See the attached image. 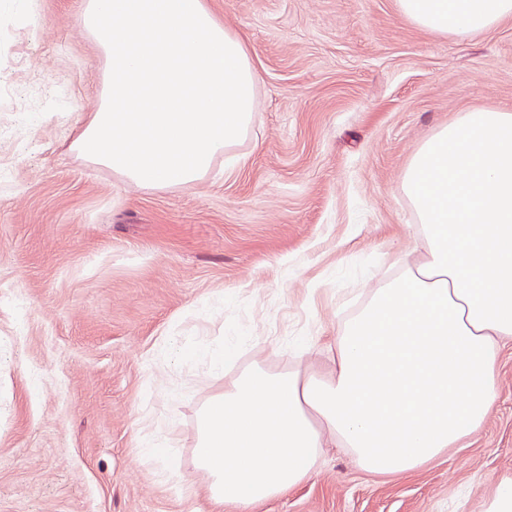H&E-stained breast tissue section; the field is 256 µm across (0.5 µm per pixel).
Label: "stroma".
Returning <instances> with one entry per match:
<instances>
[{
    "mask_svg": "<svg viewBox=\"0 0 512 512\" xmlns=\"http://www.w3.org/2000/svg\"><path fill=\"white\" fill-rule=\"evenodd\" d=\"M260 73L253 128L228 166L140 189L72 145L103 91L83 0H0V512H205L200 411L223 392L203 357L326 368L342 316L413 259L400 183L459 113L512 109V18L443 38L395 0H206ZM500 399L467 447L411 472L335 448L251 512H482L512 474V344ZM169 440L189 494L139 452Z\"/></svg>",
    "mask_w": 512,
    "mask_h": 512,
    "instance_id": "obj_1",
    "label": "stroma"
}]
</instances>
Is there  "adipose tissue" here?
Here are the masks:
<instances>
[{"instance_id":"adipose-tissue-1","label":"adipose tissue","mask_w":512,"mask_h":512,"mask_svg":"<svg viewBox=\"0 0 512 512\" xmlns=\"http://www.w3.org/2000/svg\"><path fill=\"white\" fill-rule=\"evenodd\" d=\"M441 37L512 17V0H396ZM422 260L344 319L318 377L253 365L202 408L193 463L208 512L246 508L312 478L326 449L373 474L402 473L464 446L498 399L512 340V110L474 109L434 132L401 178Z\"/></svg>"}]
</instances>
